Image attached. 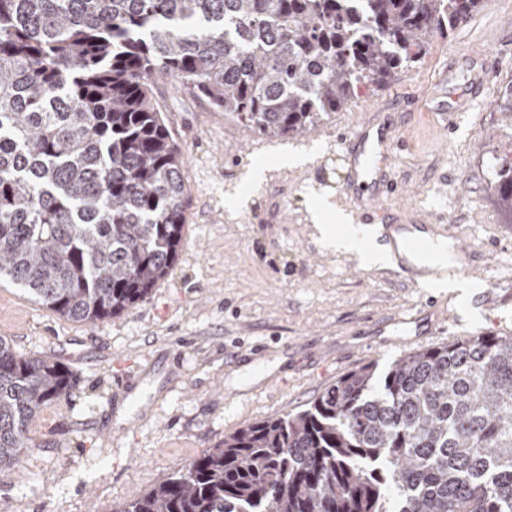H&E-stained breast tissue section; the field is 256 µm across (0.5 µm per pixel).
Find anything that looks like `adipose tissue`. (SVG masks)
<instances>
[{
	"mask_svg": "<svg viewBox=\"0 0 512 512\" xmlns=\"http://www.w3.org/2000/svg\"><path fill=\"white\" fill-rule=\"evenodd\" d=\"M332 203L328 199H315L309 209L310 219L321 234L325 245L332 251L351 254L366 264L389 263L393 260V247L379 245L371 228L364 225H348L340 229L326 224L324 215L331 211Z\"/></svg>",
	"mask_w": 512,
	"mask_h": 512,
	"instance_id": "adipose-tissue-1",
	"label": "adipose tissue"
}]
</instances>
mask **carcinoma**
Wrapping results in <instances>:
<instances>
[{"instance_id": "cac0c4a2", "label": "carcinoma", "mask_w": 512, "mask_h": 512, "mask_svg": "<svg viewBox=\"0 0 512 512\" xmlns=\"http://www.w3.org/2000/svg\"><path fill=\"white\" fill-rule=\"evenodd\" d=\"M480 2L0 0V280L94 325L169 275L188 196L157 80L294 137ZM496 177L512 221V151ZM74 386L62 360L0 338V470ZM113 512H512V337L354 371Z\"/></svg>"}]
</instances>
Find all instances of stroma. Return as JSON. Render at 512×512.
<instances>
[{
  "label": "stroma",
  "instance_id": "stroma-1",
  "mask_svg": "<svg viewBox=\"0 0 512 512\" xmlns=\"http://www.w3.org/2000/svg\"><path fill=\"white\" fill-rule=\"evenodd\" d=\"M484 87L456 125L432 99L475 75ZM512 82V6L482 0L419 63L364 87L308 133L270 139L226 119L173 81L154 87L183 155L189 205L178 259L121 316L84 325L0 283V337L53 355L77 377L71 396L29 424L34 446L0 471V512H112L248 425L299 410L347 373L491 334L512 336V223L492 190L512 149L495 100ZM420 97L408 107L406 94ZM396 126L380 200L402 224H445L488 263L461 276L468 294L402 286L384 268L333 252L309 219L317 196L349 211L338 142L369 118ZM302 163L289 164L292 154ZM266 166L249 181L252 166ZM240 194L235 212L224 197ZM422 309L417 323L395 320Z\"/></svg>",
  "mask_w": 512,
  "mask_h": 512
}]
</instances>
